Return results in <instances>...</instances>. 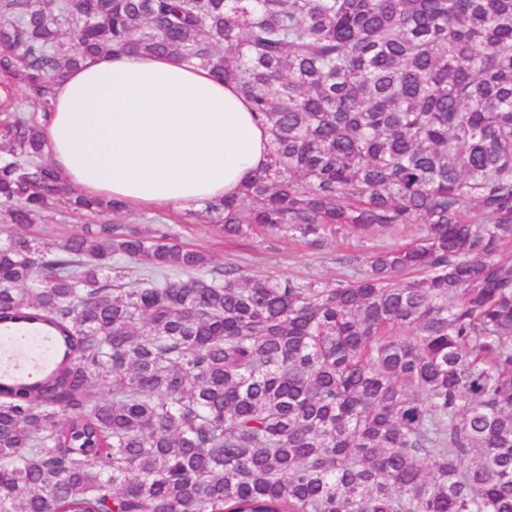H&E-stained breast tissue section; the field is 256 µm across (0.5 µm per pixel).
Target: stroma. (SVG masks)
I'll use <instances>...</instances> for the list:
<instances>
[{"instance_id":"35a3bbf8","label":"stroma","mask_w":512,"mask_h":512,"mask_svg":"<svg viewBox=\"0 0 512 512\" xmlns=\"http://www.w3.org/2000/svg\"><path fill=\"white\" fill-rule=\"evenodd\" d=\"M107 222L141 234L167 230L179 241L208 252L214 266L237 265L252 274L316 279L332 287L349 270L359 269L371 252L415 240L420 224L378 228L364 236L339 233L313 244L277 230L228 240L213 225L200 220L199 208H167L141 212L119 210ZM50 344L34 338H0V372L35 374L46 365Z\"/></svg>"}]
</instances>
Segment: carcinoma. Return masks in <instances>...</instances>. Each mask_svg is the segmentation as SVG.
Masks as SVG:
<instances>
[{
	"label": "carcinoma",
	"instance_id": "carcinoma-1",
	"mask_svg": "<svg viewBox=\"0 0 512 512\" xmlns=\"http://www.w3.org/2000/svg\"><path fill=\"white\" fill-rule=\"evenodd\" d=\"M237 87L268 162L226 237L412 224L326 288L167 233L24 228L75 192L20 115L102 52ZM0 512H512V0H0ZM50 344L45 339L0 338V372L36 374L47 364Z\"/></svg>",
	"mask_w": 512,
	"mask_h": 512
}]
</instances>
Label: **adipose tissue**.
Returning a JSON list of instances; mask_svg holds the SVG:
<instances>
[{"instance_id": "adipose-tissue-1", "label": "adipose tissue", "mask_w": 512, "mask_h": 512, "mask_svg": "<svg viewBox=\"0 0 512 512\" xmlns=\"http://www.w3.org/2000/svg\"><path fill=\"white\" fill-rule=\"evenodd\" d=\"M46 151L83 195L130 211L235 195L270 134L234 85L171 55H95L55 85Z\"/></svg>"}]
</instances>
